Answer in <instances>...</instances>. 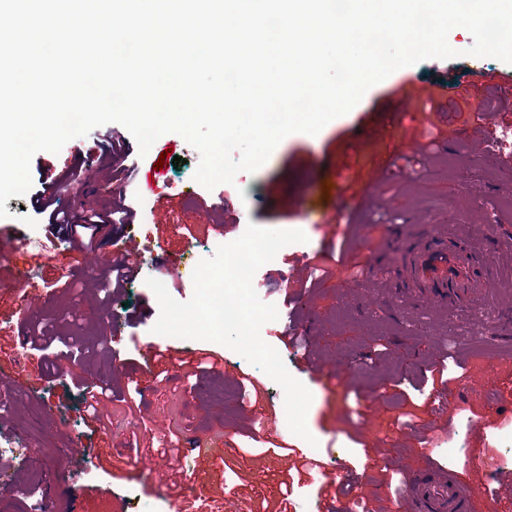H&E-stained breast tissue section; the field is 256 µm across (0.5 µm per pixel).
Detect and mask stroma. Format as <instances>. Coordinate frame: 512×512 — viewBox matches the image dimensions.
Masks as SVG:
<instances>
[{
    "mask_svg": "<svg viewBox=\"0 0 512 512\" xmlns=\"http://www.w3.org/2000/svg\"><path fill=\"white\" fill-rule=\"evenodd\" d=\"M448 43L459 57L400 68L317 135L284 138L255 174L239 173L223 185L220 212L193 178L198 150L176 133L162 135L143 155L131 137L112 149L103 125L59 153L34 155L31 188L9 198V215L0 218V321L13 330L12 338L0 339V370L28 367L18 384L4 386L13 404L0 416V430L46 471L77 444L83 463L97 472L67 473L39 496H51L62 512H131L174 499L185 512L203 500L213 512H319L329 473L351 482L336 498L340 510L357 495L375 512H398L395 491L418 469L427 440L452 432L456 457L437 447L435 464L455 470L478 495L498 498L497 463L512 459V411L496 399L512 392V294L492 290L485 306L469 311L415 305L390 288L400 265L376 260L407 224L470 230L492 259L498 243H512V168L488 141L492 134L512 141V102L496 99L479 113L470 104L490 80L512 78V64L469 56L473 37L461 27L450 31ZM439 84L447 86L457 116L426 119L415 112L380 134L370 132L367 119L396 111L400 89ZM424 143L431 146L427 160L408 163ZM97 148L99 164L86 167L85 154ZM168 149L183 163L165 162L158 185L173 198L162 202L138 185ZM327 181L345 191L320 224L306 205L322 201ZM49 187L56 207L69 213L113 212L95 251L72 250L37 213L38 194ZM251 223L308 237L260 267L258 295L279 307L278 319L261 329L263 340L280 350L313 396L306 423L320 448L316 468L304 466L312 446L289 430L283 390L267 374L224 345L152 331L159 305L147 279L163 281L176 300L190 299L188 280L210 257L211 244L236 240ZM132 229L150 242L154 263L106 293L118 245ZM37 238L57 242L56 251L37 250ZM29 260L42 276L43 299L25 311L11 285L16 266ZM45 331L55 337L47 350L17 342ZM149 346L183 352L185 360L163 373L146 372L142 354ZM201 353L222 357L225 387L244 389L243 398L206 396L210 375H192ZM443 361L448 411L438 414L425 374ZM73 370L111 379L108 429L87 424ZM168 444L180 455L158 456L157 448ZM279 445L291 454L276 453ZM478 451L492 467H476Z\"/></svg>",
    "mask_w": 512,
    "mask_h": 512,
    "instance_id": "1",
    "label": "stroma"
}]
</instances>
